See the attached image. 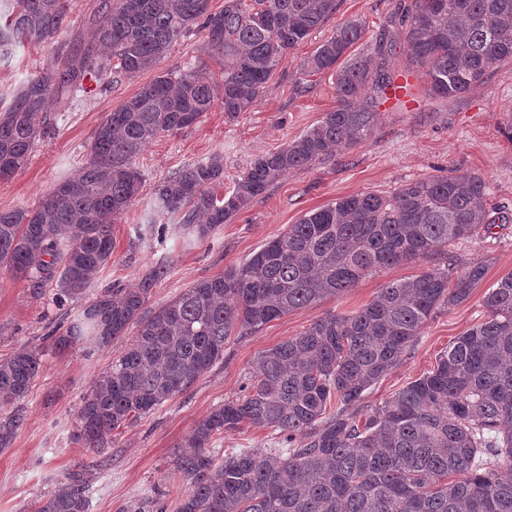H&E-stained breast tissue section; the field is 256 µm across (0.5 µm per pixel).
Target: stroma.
<instances>
[{
    "label": "stroma",
    "mask_w": 512,
    "mask_h": 512,
    "mask_svg": "<svg viewBox=\"0 0 512 512\" xmlns=\"http://www.w3.org/2000/svg\"><path fill=\"white\" fill-rule=\"evenodd\" d=\"M403 2L339 0L336 13L289 51L249 111L230 115L217 101L191 128L146 144L132 159L143 175V189L113 224L112 261L84 297L59 304L54 284L36 286L0 270V357L22 348L44 352L40 374L21 403L24 425L9 448L0 450V512H31L36 500L77 472L88 485V512H137L149 501L176 512L186 483L173 466L175 453L214 408L245 395L264 351L299 335L325 314L361 308L383 284L442 267L443 260L426 256L380 269L342 296L294 310L258 332L232 333L224 345L223 361L155 411L114 431L102 452L88 451L71 439L77 410L117 349L112 346L89 355L76 346L58 353L50 349V335L66 328L104 289L137 286L155 265L166 264L168 273L151 292L149 304L154 308L200 279L223 275L306 212L337 198L361 192L387 195L443 170L472 172L488 185V218L495 223V234L458 241L452 252L460 263L486 264V276L467 301L441 310L427 322L401 362L367 391L358 420H365L398 390L430 372L457 336L482 321V299L488 288L512 273V62L493 70L469 93L448 99L429 95L426 81L406 53H398L395 73L410 75L413 87L406 97L381 100L378 124L365 143L312 168L289 171L207 239L184 235L174 216L165 218L163 234L142 228L153 210L157 186L179 170L220 156L223 189L229 192L258 156L285 147L319 124L336 105V74L306 75L305 60L351 18L365 21L367 38L384 33L401 40L398 15ZM53 63L51 48L16 47L0 61V106L10 103L27 76ZM176 66L218 85L224 80V69L212 58L204 30L196 26L171 45L160 64L164 70ZM156 71L119 79L106 91L90 79L86 92L77 98L65 104L51 102L50 129L37 141L27 164L0 180V210L33 207L56 184L76 176L106 114L152 81ZM280 441L272 429L244 424L215 436L212 448L221 454L275 448Z\"/></svg>",
    "instance_id": "1"
}]
</instances>
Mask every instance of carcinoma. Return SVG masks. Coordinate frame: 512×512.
<instances>
[{
  "instance_id": "obj_1",
  "label": "carcinoma",
  "mask_w": 512,
  "mask_h": 512,
  "mask_svg": "<svg viewBox=\"0 0 512 512\" xmlns=\"http://www.w3.org/2000/svg\"><path fill=\"white\" fill-rule=\"evenodd\" d=\"M0 13V56L15 43L44 44L68 20L69 0H10ZM338 0H100L90 37L54 47L57 65L24 82L0 108V179L23 167L46 133L49 99L66 102L84 82H112L157 66L198 20L224 62L222 104L247 111L290 49L336 13ZM403 51L429 94L458 97L512 61V0H410L401 10ZM348 19L307 60L309 74L336 72V108L285 148L257 158L231 193H220L223 160L184 168L155 190L154 208L179 217L203 240L290 170L368 140L375 98L394 86L396 43L365 40ZM363 49L345 62L349 48ZM213 85L169 70L107 114L80 174L33 208L0 210V269L74 298L112 259V224L143 188L131 158L150 140L192 127L210 110ZM486 182L452 170L406 183L391 195L359 193L306 213L224 275L204 278L151 309L168 267L135 288L106 291L52 347H108L130 328L135 339L83 397L72 438L101 452L112 433L186 390L224 359L234 329L252 333L366 275L420 257L448 264L378 289L351 314L329 313L262 353L243 397L200 421L173 459L187 486L177 512H512V273L483 296L485 319L455 338L433 370L397 391L360 422L351 409L397 365L434 314L470 298L486 267L457 270L447 248L490 234ZM43 350L0 359V449L23 425L18 405L42 368ZM272 428L281 448H243L216 461V434L242 424ZM33 512H88L74 477L35 502Z\"/></svg>"
}]
</instances>
